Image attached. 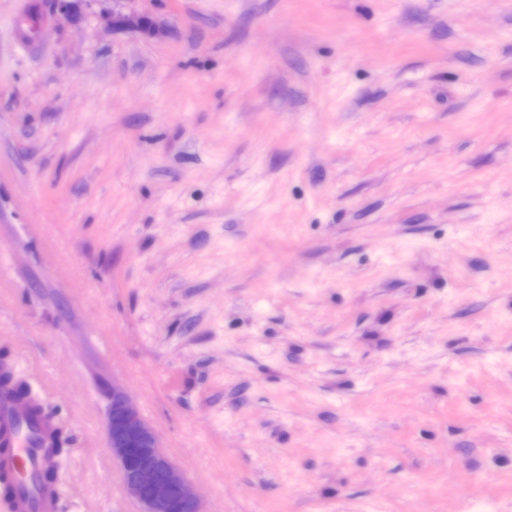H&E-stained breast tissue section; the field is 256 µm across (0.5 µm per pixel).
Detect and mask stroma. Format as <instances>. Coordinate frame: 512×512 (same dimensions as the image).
<instances>
[{"label": "stroma", "mask_w": 512, "mask_h": 512, "mask_svg": "<svg viewBox=\"0 0 512 512\" xmlns=\"http://www.w3.org/2000/svg\"><path fill=\"white\" fill-rule=\"evenodd\" d=\"M0 0V354L53 512H512V0ZM102 10V11H103ZM23 403L25 406V418L12 424L10 432L4 431L1 427L2 444L7 447L11 436H18L20 433L30 432L37 434L41 424L50 421L44 413L37 397L29 385L22 379L17 378L11 371L8 363L3 361L0 372V405L1 410L8 403ZM108 445L127 490L144 512H201L191 483L165 456L153 428L132 405L126 392L112 386L108 412ZM54 461L48 467H41L36 470L32 477V488L38 494H48L55 497V485L57 481L58 459L63 455L66 448H63L64 441L61 439L59 430L52 432Z\"/></svg>", "instance_id": "stroma-1"}]
</instances>
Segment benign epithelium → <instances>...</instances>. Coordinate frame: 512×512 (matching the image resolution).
<instances>
[{
    "label": "benign epithelium",
    "mask_w": 512,
    "mask_h": 512,
    "mask_svg": "<svg viewBox=\"0 0 512 512\" xmlns=\"http://www.w3.org/2000/svg\"><path fill=\"white\" fill-rule=\"evenodd\" d=\"M108 445L127 490L144 512H201L191 483L161 452L153 428L116 385L108 412Z\"/></svg>",
    "instance_id": "7a95c632"
}]
</instances>
